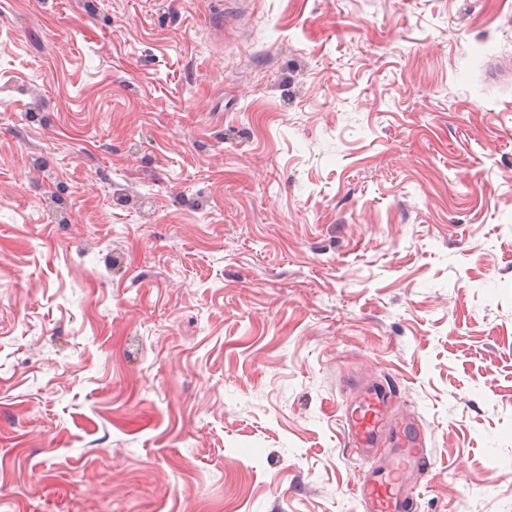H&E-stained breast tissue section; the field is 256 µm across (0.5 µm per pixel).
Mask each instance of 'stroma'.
<instances>
[{
    "instance_id": "obj_1",
    "label": "stroma",
    "mask_w": 512,
    "mask_h": 512,
    "mask_svg": "<svg viewBox=\"0 0 512 512\" xmlns=\"http://www.w3.org/2000/svg\"><path fill=\"white\" fill-rule=\"evenodd\" d=\"M512 0H0V512H512ZM397 388L395 380L363 386L343 416L345 446L370 463L353 488L364 512L415 511L411 490L433 467L427 430L404 417L393 419L389 405ZM386 431L393 448L379 453V440Z\"/></svg>"
}]
</instances>
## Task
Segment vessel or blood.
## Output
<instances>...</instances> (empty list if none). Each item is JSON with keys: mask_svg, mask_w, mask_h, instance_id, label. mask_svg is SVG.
<instances>
[{"mask_svg": "<svg viewBox=\"0 0 512 512\" xmlns=\"http://www.w3.org/2000/svg\"><path fill=\"white\" fill-rule=\"evenodd\" d=\"M397 382L362 387L357 401L343 416L345 445L369 462L353 491L363 512H415V482L433 466L427 432L407 419H394L389 405ZM390 434L391 448L378 444Z\"/></svg>", "mask_w": 512, "mask_h": 512, "instance_id": "b4317fda", "label": "vessel or blood"}]
</instances>
